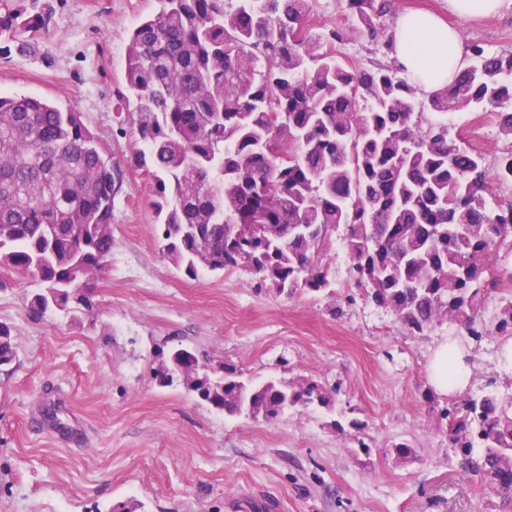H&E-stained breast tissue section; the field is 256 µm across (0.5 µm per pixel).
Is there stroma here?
<instances>
[{
    "label": "stroma",
    "mask_w": 512,
    "mask_h": 512,
    "mask_svg": "<svg viewBox=\"0 0 512 512\" xmlns=\"http://www.w3.org/2000/svg\"><path fill=\"white\" fill-rule=\"evenodd\" d=\"M395 2L443 16L466 43L512 53V8L460 19L448 0ZM309 8L318 26L346 29L343 62L381 61L344 0H309ZM158 9V0H0V15L45 20L0 36V93L82 112L123 170L93 316L33 318L34 285L0 269V323L13 329L18 352L0 367V512H112L129 501L137 512H491V494L460 471L425 397L429 358L447 338L465 341L460 327L411 335L350 288L339 246L328 257L333 291L290 296L257 291L243 274L190 278L163 253L151 183L129 164L115 111L129 31ZM470 116H449L452 132L495 166L512 141L493 121L474 132ZM177 344L257 380L321 382L333 406L273 420L224 414L182 387L156 384L158 348ZM498 346L491 337L471 347L469 391L512 384ZM54 385L90 432L83 450L29 430ZM352 420L361 431L348 429ZM401 441L415 446V461L397 460L392 446Z\"/></svg>",
    "instance_id": "stroma-1"
}]
</instances>
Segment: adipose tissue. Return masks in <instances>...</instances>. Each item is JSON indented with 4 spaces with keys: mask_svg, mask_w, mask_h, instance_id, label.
<instances>
[{
    "mask_svg": "<svg viewBox=\"0 0 512 512\" xmlns=\"http://www.w3.org/2000/svg\"><path fill=\"white\" fill-rule=\"evenodd\" d=\"M393 55L419 93L444 88L466 65L459 32L425 11L401 14L392 30ZM470 371L463 358L449 359L447 344H439L430 363V380L441 394L461 392Z\"/></svg>",
    "mask_w": 512,
    "mask_h": 512,
    "instance_id": "1",
    "label": "adipose tissue"
}]
</instances>
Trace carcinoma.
<instances>
[{
	"mask_svg": "<svg viewBox=\"0 0 512 512\" xmlns=\"http://www.w3.org/2000/svg\"><path fill=\"white\" fill-rule=\"evenodd\" d=\"M131 30L126 91L130 164L154 188L156 233L189 277L239 272L260 291L331 287L333 233L350 278L413 335L448 321L479 342L512 339V298L488 326L482 309L512 246V206L492 209L489 184L512 183V150L490 169L457 146L448 115L492 108L512 140V54L471 45L472 63L420 97L392 58L382 18L392 0H346L386 58L353 68L336 57L344 29L312 32L308 0H159ZM123 172L82 113L0 95V267L35 282L29 312L94 314L112 255ZM17 357L0 323V366ZM179 344L155 372L228 415L277 418L329 407L315 381L244 379ZM459 466L512 512V394L481 389L437 409Z\"/></svg>",
	"mask_w": 512,
	"mask_h": 512,
	"instance_id": "cac0c4a2",
	"label": "carcinoma"
}]
</instances>
